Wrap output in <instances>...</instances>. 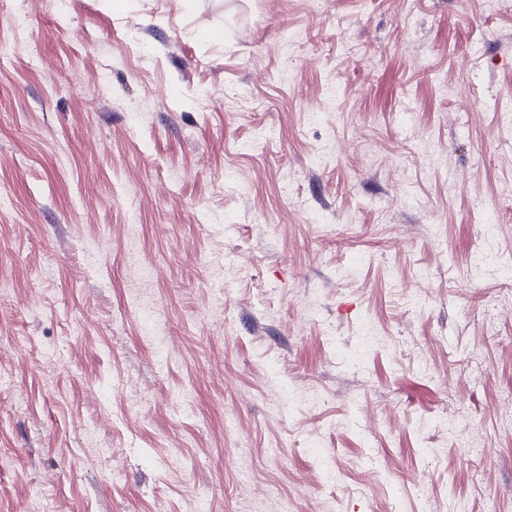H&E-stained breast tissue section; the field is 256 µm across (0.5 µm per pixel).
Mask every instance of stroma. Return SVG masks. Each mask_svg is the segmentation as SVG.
Listing matches in <instances>:
<instances>
[{
    "label": "stroma",
    "instance_id": "35a3bbf8",
    "mask_svg": "<svg viewBox=\"0 0 512 512\" xmlns=\"http://www.w3.org/2000/svg\"><path fill=\"white\" fill-rule=\"evenodd\" d=\"M0 40V512H512L472 271L512 0H0Z\"/></svg>",
    "mask_w": 512,
    "mask_h": 512
}]
</instances>
